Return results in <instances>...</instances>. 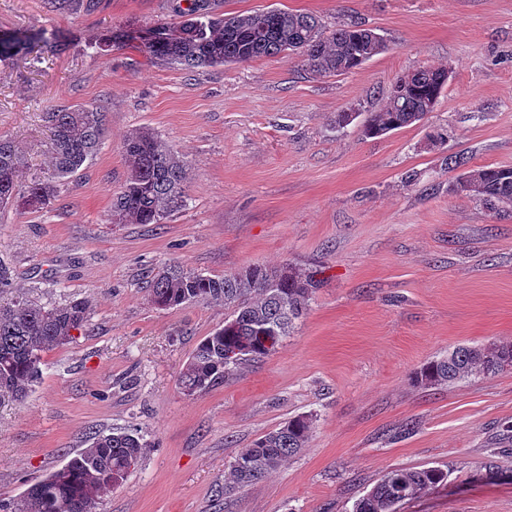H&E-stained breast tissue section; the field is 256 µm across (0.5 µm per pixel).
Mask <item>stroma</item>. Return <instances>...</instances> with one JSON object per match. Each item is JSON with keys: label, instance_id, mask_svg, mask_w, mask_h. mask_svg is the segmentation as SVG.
I'll use <instances>...</instances> for the list:
<instances>
[{"label": "stroma", "instance_id": "35a3bbf8", "mask_svg": "<svg viewBox=\"0 0 512 512\" xmlns=\"http://www.w3.org/2000/svg\"><path fill=\"white\" fill-rule=\"evenodd\" d=\"M215 12L277 8L326 30L359 22L385 52L317 77L285 54L191 72L105 35L176 23L185 0H0V33L61 37L62 53L0 57V135L47 177L43 112L102 104L97 154L43 210L0 211V263L17 294L83 299L88 328L44 357L21 402L0 405V501L86 447L135 429L147 448L100 512H351L388 471L448 478L399 512H512V370L450 385L414 375L459 346L512 342V206L452 191L446 159L512 167V0H209ZM444 67L433 112L362 133L397 78ZM356 118L336 127L337 113ZM149 128L186 161V203L159 224H111L125 137ZM443 132L447 141L433 146ZM221 276L289 263L321 272L306 315L269 357L187 396L196 345L222 328L218 302L159 309L145 286L164 265ZM310 415L305 448L231 498L219 491L245 448ZM495 462L488 470L487 462Z\"/></svg>", "mask_w": 512, "mask_h": 512}]
</instances>
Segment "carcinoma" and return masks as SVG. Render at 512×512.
Segmentation results:
<instances>
[{"instance_id": "1", "label": "carcinoma", "mask_w": 512, "mask_h": 512, "mask_svg": "<svg viewBox=\"0 0 512 512\" xmlns=\"http://www.w3.org/2000/svg\"><path fill=\"white\" fill-rule=\"evenodd\" d=\"M184 20L151 26L158 37L137 49L149 60L185 70L297 52L317 76L348 73L386 49L370 28L343 25L326 32L315 16L268 9L248 14L217 15L206 0H187ZM131 42L130 32L101 38L94 48L108 52L116 43ZM43 42L41 33L0 35V57L29 53ZM448 81L444 69H420L398 78L400 96L389 95L383 107L364 120V133L379 136L413 125L433 111ZM50 132L46 144L51 165L48 178H23L26 158L15 142L0 136V208L21 206L42 210L60 185L74 177L98 152L106 132V110L100 105H71L44 113ZM128 176L112 198L111 224H158L185 202L187 169L171 145L149 129L132 132L124 142ZM462 155L448 156V169H464L453 191L486 205H512V168H467ZM318 271L292 266L249 265L235 273L209 276L169 264L153 277L146 291L160 308L204 301L224 303V327L196 346L179 378L182 393L192 396L224 381L228 371L258 362L275 351L306 312L321 285ZM91 309L84 300L45 306L19 294L0 306V402L22 401L42 374L47 352L73 342ZM238 350L228 361L226 350ZM512 367V344L461 346L428 362L416 372L424 385H447L471 377L492 376ZM309 415L294 417L243 449L231 465L221 493L231 497L276 470L305 447L312 433ZM147 444L134 429L96 433L89 446L71 455L62 468L32 484L19 498L0 502V512H98L99 501L120 485L143 460ZM447 473L436 467L393 469L359 498L353 512H395L396 503L438 487Z\"/></svg>"}]
</instances>
